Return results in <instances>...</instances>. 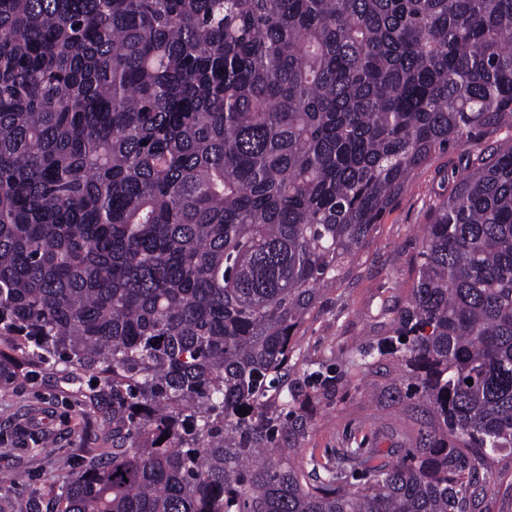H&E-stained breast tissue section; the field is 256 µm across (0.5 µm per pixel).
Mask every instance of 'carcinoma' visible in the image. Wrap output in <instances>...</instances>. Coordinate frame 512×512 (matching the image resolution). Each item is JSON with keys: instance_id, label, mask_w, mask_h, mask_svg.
<instances>
[{"instance_id": "cac0c4a2", "label": "carcinoma", "mask_w": 512, "mask_h": 512, "mask_svg": "<svg viewBox=\"0 0 512 512\" xmlns=\"http://www.w3.org/2000/svg\"><path fill=\"white\" fill-rule=\"evenodd\" d=\"M502 128L512 0H0V388L56 367L97 425L58 512H512ZM460 142L385 337L308 377L321 292ZM392 364L396 447L298 459Z\"/></svg>"}]
</instances>
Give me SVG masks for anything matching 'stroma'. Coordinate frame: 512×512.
Instances as JSON below:
<instances>
[{"mask_svg": "<svg viewBox=\"0 0 512 512\" xmlns=\"http://www.w3.org/2000/svg\"><path fill=\"white\" fill-rule=\"evenodd\" d=\"M467 148L460 143L415 173L341 285L321 294L298 333L301 352L315 369L326 372L341 365L355 342L379 335L382 309L402 305L419 227L434 199L445 192V175ZM373 391L368 381L343 401L316 404L303 448L319 457L350 444L389 447L378 425H403L409 418ZM92 427L88 408L51 381H22L0 392V474L11 478L0 485V512H51L62 481L57 459L67 457L71 467H80Z\"/></svg>", "mask_w": 512, "mask_h": 512, "instance_id": "1", "label": "stroma"}]
</instances>
